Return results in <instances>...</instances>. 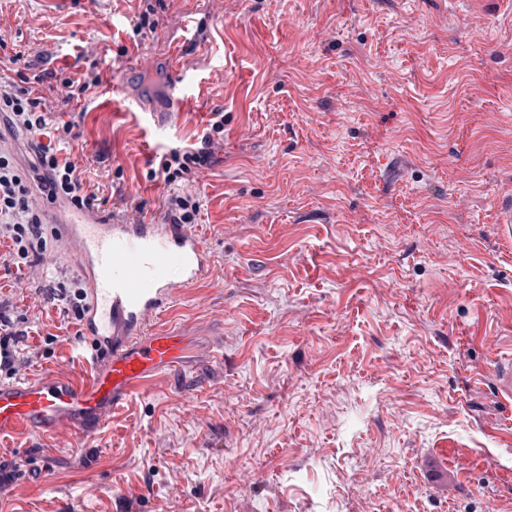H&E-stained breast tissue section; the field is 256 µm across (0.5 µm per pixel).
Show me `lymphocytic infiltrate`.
<instances>
[{
    "label": "lymphocytic infiltrate",
    "mask_w": 512,
    "mask_h": 512,
    "mask_svg": "<svg viewBox=\"0 0 512 512\" xmlns=\"http://www.w3.org/2000/svg\"><path fill=\"white\" fill-rule=\"evenodd\" d=\"M0 113L8 127L32 136L35 164L20 169L13 157L0 152V236L11 241L10 257L16 266H31L33 258L47 247L41 210L30 203L31 183H38L48 200H70L76 207L92 209L97 205L95 193L84 190L83 178L76 165L60 158L49 135L71 133L73 122H61L47 112L41 97L25 87L0 88ZM224 135V115L214 113L200 148L170 150L160 164L159 176L167 185L189 180L196 169L210 163L217 138ZM25 316L10 317L6 305L0 304V378H13L17 371L20 343L28 336Z\"/></svg>",
    "instance_id": "lymphocytic-infiltrate-1"
}]
</instances>
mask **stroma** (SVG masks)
I'll list each match as a JSON object with an SVG mask.
<instances>
[{"instance_id": "1", "label": "stroma", "mask_w": 512, "mask_h": 512, "mask_svg": "<svg viewBox=\"0 0 512 512\" xmlns=\"http://www.w3.org/2000/svg\"><path fill=\"white\" fill-rule=\"evenodd\" d=\"M0 0V84L28 85L100 210L167 214L148 179L224 140L182 183L212 255L179 313L197 347L97 434L0 448V512H512V9L504 0ZM96 23H89V16ZM182 41L205 84L157 132L122 98L171 85L147 58ZM98 73L69 99L61 77ZM0 302L28 318L16 379L83 380L81 322L38 295L75 269H19ZM218 344L212 360L202 347ZM101 486L95 498L86 485ZM209 126L200 148L191 150L171 149L169 154L164 156L158 171L152 170L149 177L155 179L159 175L165 184L178 186L181 181H189L196 169L208 165L212 159L213 146L219 144L217 140H224L223 113H213Z\"/></svg>"}]
</instances>
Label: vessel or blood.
<instances>
[{"label": "vessel or blood", "mask_w": 512, "mask_h": 512, "mask_svg": "<svg viewBox=\"0 0 512 512\" xmlns=\"http://www.w3.org/2000/svg\"><path fill=\"white\" fill-rule=\"evenodd\" d=\"M173 84L165 106L138 103L141 114L193 110L189 77L169 51ZM61 251L84 283L78 351L86 378L53 374L0 383V443L29 435L83 437L100 431L109 413L178 369L192 333L182 325L154 328L177 295L202 283L212 256L188 224L165 219L126 224L97 210L58 201Z\"/></svg>", "instance_id": "b4317fda"}]
</instances>
